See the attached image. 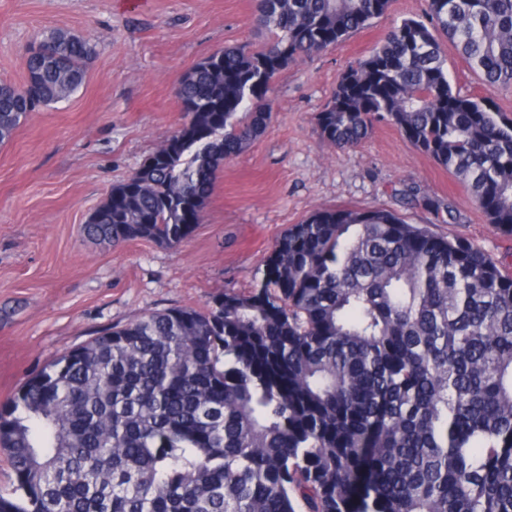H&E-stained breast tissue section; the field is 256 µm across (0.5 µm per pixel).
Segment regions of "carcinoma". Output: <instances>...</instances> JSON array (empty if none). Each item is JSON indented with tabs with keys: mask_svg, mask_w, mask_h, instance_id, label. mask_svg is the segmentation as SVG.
I'll return each mask as SVG.
<instances>
[{
	"mask_svg": "<svg viewBox=\"0 0 512 512\" xmlns=\"http://www.w3.org/2000/svg\"><path fill=\"white\" fill-rule=\"evenodd\" d=\"M390 3L255 0L270 40L179 80L175 142L112 186L87 236L180 247L270 123L273 80ZM440 33L487 91L512 83V0H429L341 76L320 135L342 149L392 124L511 235L512 119L451 84ZM28 50L39 75L0 83V142L95 54L63 30ZM0 451V512H512V274L392 212L320 209L251 292L146 313L29 378L0 405Z\"/></svg>",
	"mask_w": 512,
	"mask_h": 512,
	"instance_id": "1",
	"label": "carcinoma"
}]
</instances>
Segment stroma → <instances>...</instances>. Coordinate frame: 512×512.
Wrapping results in <instances>:
<instances>
[{
  "label": "stroma",
  "mask_w": 512,
  "mask_h": 512,
  "mask_svg": "<svg viewBox=\"0 0 512 512\" xmlns=\"http://www.w3.org/2000/svg\"><path fill=\"white\" fill-rule=\"evenodd\" d=\"M427 7L392 0L370 26L277 79L265 133L225 160L202 222L175 249L143 239L115 247L84 227L180 127L174 80L219 49L265 42L253 0H0V80L25 84V47L53 30L95 46L83 86L29 113L0 144V404L105 329L251 291L276 240L320 208L389 210L460 235L512 271V237L395 126L377 124L358 146L338 149L316 125L340 76ZM427 197L443 211L427 209Z\"/></svg>",
  "instance_id": "1"
}]
</instances>
